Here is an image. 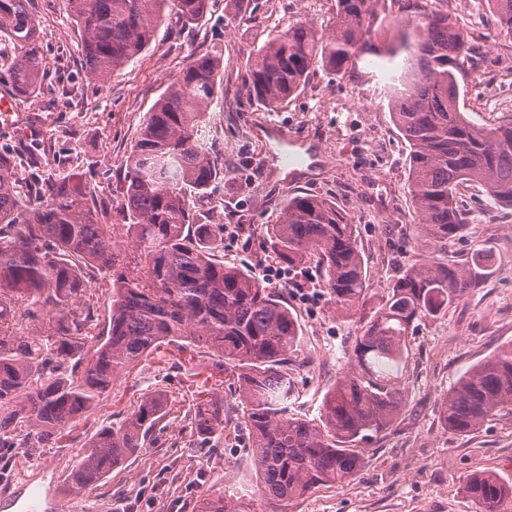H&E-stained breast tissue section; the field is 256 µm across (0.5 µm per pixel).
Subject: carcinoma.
<instances>
[{"mask_svg": "<svg viewBox=\"0 0 512 512\" xmlns=\"http://www.w3.org/2000/svg\"><path fill=\"white\" fill-rule=\"evenodd\" d=\"M30 0H0V39L17 55L5 67L21 97L40 89L46 57ZM500 35L512 38V0H487ZM81 33L90 77L102 80L140 55L158 23L174 13L185 24L209 11V0H67ZM381 0H336L332 32L296 22L275 31L247 65L243 82L260 106L276 108L317 67L343 75L374 58L402 63L388 74L391 117L410 147L409 195L420 254L371 303L357 225L336 202L294 195L269 234V249L294 269L315 255L324 286L339 310L359 313L357 366L326 390L319 420L288 415L293 391L288 356L300 325L276 291L247 269L224 262L223 241L194 199L217 190L224 171L213 143L198 134L204 109L220 92L222 62L192 57L155 101L125 163L124 191L112 223L104 224L90 182L76 184L69 161L29 180L16 176L21 158L0 151V449L33 440L51 448L76 419L112 389L114 379L162 346L206 349L213 369L238 385L255 481L276 500L305 496L320 485L350 481L360 468L358 443L386 430L405 405L398 379L407 337L482 286L494 255L470 248L467 267L448 264V242L464 237L467 210L458 187L476 183L499 208L512 210V119L474 124L459 104V80L474 67L475 46L458 19L414 5L398 41L374 36L385 22ZM123 227L136 255L116 251ZM109 285L107 326L91 314L86 269ZM44 324L36 336L9 331L14 307ZM163 392L143 397L114 429H99L71 469V486L101 482L112 468L147 446L164 416ZM512 412V343L469 368L442 406L448 430L467 434ZM198 429H224V408L212 401L195 411ZM463 490L476 512H512V484L473 472ZM197 512H245L241 499L219 494Z\"/></svg>", "mask_w": 512, "mask_h": 512, "instance_id": "obj_1", "label": "carcinoma"}]
</instances>
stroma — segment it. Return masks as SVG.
<instances>
[{"label": "stroma", "mask_w": 512, "mask_h": 512, "mask_svg": "<svg viewBox=\"0 0 512 512\" xmlns=\"http://www.w3.org/2000/svg\"><path fill=\"white\" fill-rule=\"evenodd\" d=\"M31 13L48 73L42 88L18 99L11 115L0 114V144L18 148L21 131L36 128L47 150L44 168L54 167L59 155L69 156L78 172L93 171L99 203L119 202V179L146 113L191 55L210 54L223 63V85L201 131L218 150L224 181L196 206L214 226L237 227V238L224 240L225 261L253 271L275 264L268 230L286 198L310 193L336 201L357 224L374 296H382L389 280L414 262L409 149L382 92L387 62H363L335 79L315 69L296 96L273 109L257 106L242 81L271 31L302 20L331 33L336 0H210L206 17L196 24L167 16L142 54L100 82L87 76L66 0H31ZM457 14L472 42L494 60L472 69L460 89L461 104L479 125L512 117V40L500 36L486 0H462ZM268 124L318 146L321 165H299L291 180L266 167L259 131ZM468 207L466 237L449 247V258L462 260L470 244L483 243L496 261L484 288L465 294L441 318L422 321L408 336L401 378L406 405L387 430L365 444L350 482L281 502L264 496L252 481L247 434L231 423L236 384L212 374L208 355L171 347L116 378L57 447L1 451L0 498L17 495L23 476L39 486L54 475L68 478L83 445L101 426L119 427L146 393L160 390L167 413L152 443L97 486L63 488L62 512H73L77 499L92 512H196L217 492L244 498L249 512H475L462 491L466 476L486 471L512 482V414L495 416L463 436L445 428L442 405L465 371L512 343V216L476 192ZM274 287L301 326L300 346L288 361L296 394L288 411L312 420L320 415L328 386L354 363L359 317L337 310L315 258ZM205 396L223 405L230 420L224 430L196 428L194 407Z\"/></svg>", "instance_id": "obj_1"}]
</instances>
